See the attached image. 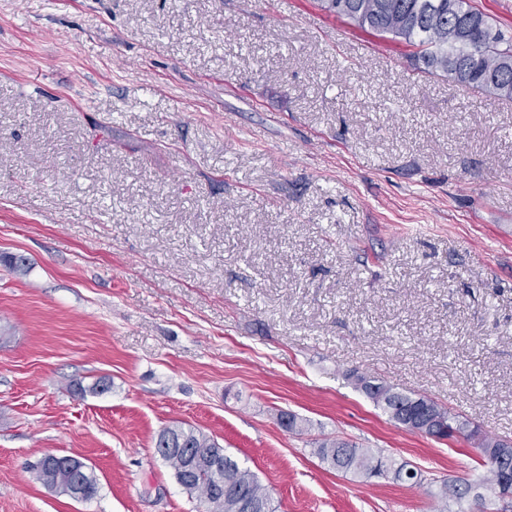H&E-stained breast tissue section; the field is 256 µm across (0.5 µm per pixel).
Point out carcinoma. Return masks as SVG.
<instances>
[{"label": "carcinoma", "instance_id": "1", "mask_svg": "<svg viewBox=\"0 0 512 512\" xmlns=\"http://www.w3.org/2000/svg\"><path fill=\"white\" fill-rule=\"evenodd\" d=\"M326 11L351 24L403 40L428 74L442 73L452 82L512 99V43L494 28L488 16L467 0H323ZM482 25L484 46L464 34L469 25ZM356 388L379 407L391 421L405 427L407 418L426 410L438 440L456 436L474 442L480 450L486 474L477 483H443L435 496L446 503L462 502L473 488L494 492L501 473L496 466L505 442L470 428L460 415L435 401L400 390L384 379L354 375ZM158 438L172 443L161 459L174 471L177 482L202 505L201 512H275L273 497L257 476L241 466L202 432L173 424ZM316 454L338 472L366 479L393 476L396 481L421 483V474L398 464L378 450L359 448L339 439L322 441ZM35 480L63 495L74 490L90 501L98 494L94 472L79 458L69 456L51 467L30 466Z\"/></svg>", "mask_w": 512, "mask_h": 512}]
</instances>
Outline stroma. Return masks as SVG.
<instances>
[{
  "label": "stroma",
  "instance_id": "obj_1",
  "mask_svg": "<svg viewBox=\"0 0 512 512\" xmlns=\"http://www.w3.org/2000/svg\"><path fill=\"white\" fill-rule=\"evenodd\" d=\"M409 52L321 0H0V512H197L154 449L177 422L277 512L484 476L348 377L512 441V99ZM334 437L421 484L329 469ZM48 451L97 496L34 481Z\"/></svg>",
  "mask_w": 512,
  "mask_h": 512
}]
</instances>
